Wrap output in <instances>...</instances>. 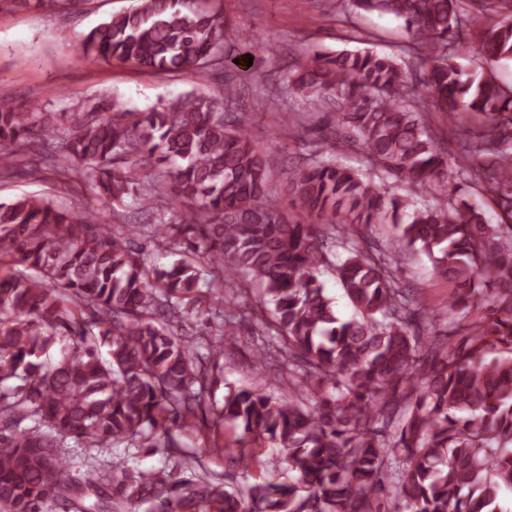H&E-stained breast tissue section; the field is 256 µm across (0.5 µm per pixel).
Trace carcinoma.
<instances>
[{
    "instance_id": "carcinoma-1",
    "label": "carcinoma",
    "mask_w": 512,
    "mask_h": 512,
    "mask_svg": "<svg viewBox=\"0 0 512 512\" xmlns=\"http://www.w3.org/2000/svg\"><path fill=\"white\" fill-rule=\"evenodd\" d=\"M402 20L429 51L423 90L401 64L374 51L314 53L288 77V91L336 113L317 125L318 157L289 186L305 224L269 188L270 161L247 129L251 115L221 97L192 92L144 112L105 99L74 112L0 97L1 150L39 137L65 160L67 177L90 164L98 208L62 207L46 196L0 203V512H498L512 488V86L466 74L448 40L476 39L487 63L512 62V0H355ZM229 19L209 0H136L81 38V57L131 63L157 74L234 62ZM443 112L468 159L457 181L424 112ZM361 150L379 173L365 181L336 157ZM166 165L170 181L141 185L142 166ZM393 176L431 192L407 211ZM473 187L494 207L486 221ZM175 224H118L107 211L127 197ZM361 224H390L396 242L424 254L453 290L427 315L394 271V251L361 244ZM149 233L185 258L151 265L129 239ZM224 282L198 314L199 266ZM332 275L354 308L341 318L325 294ZM256 361L274 362L288 397L228 389L205 399L209 368L233 343L248 289ZM467 310L448 326L444 312ZM443 330H438V327ZM241 429L229 455L242 481L228 486L181 433L206 412ZM149 448L158 469H96L79 478L70 450ZM285 472L266 469V448ZM258 469V481H249Z\"/></svg>"
}]
</instances>
